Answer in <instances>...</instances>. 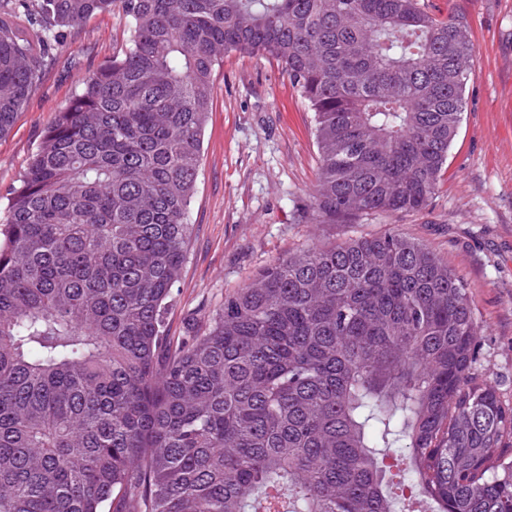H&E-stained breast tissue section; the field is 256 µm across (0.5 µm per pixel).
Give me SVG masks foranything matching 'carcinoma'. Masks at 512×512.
<instances>
[{
	"label": "carcinoma",
	"instance_id": "1",
	"mask_svg": "<svg viewBox=\"0 0 512 512\" xmlns=\"http://www.w3.org/2000/svg\"><path fill=\"white\" fill-rule=\"evenodd\" d=\"M126 49L58 112L0 217V512H512V405L463 279L388 229L304 248L167 332L224 54L315 116L311 208L424 209L465 105L464 17L421 0H0V137L65 30Z\"/></svg>",
	"mask_w": 512,
	"mask_h": 512
}]
</instances>
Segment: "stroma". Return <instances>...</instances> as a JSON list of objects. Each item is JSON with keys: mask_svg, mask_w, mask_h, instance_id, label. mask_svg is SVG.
Instances as JSON below:
<instances>
[{"mask_svg": "<svg viewBox=\"0 0 512 512\" xmlns=\"http://www.w3.org/2000/svg\"><path fill=\"white\" fill-rule=\"evenodd\" d=\"M424 2L436 14L465 17L474 53L447 168L418 212L343 224L305 220L319 165L313 114L276 61L225 54L189 207L187 260L168 314L173 339L204 328L225 296L289 253L392 228L462 277L482 329L475 373L512 403V0ZM129 35L117 4L64 33L10 134L0 138V210L48 123Z\"/></svg>", "mask_w": 512, "mask_h": 512, "instance_id": "35a3bbf8", "label": "stroma"}]
</instances>
